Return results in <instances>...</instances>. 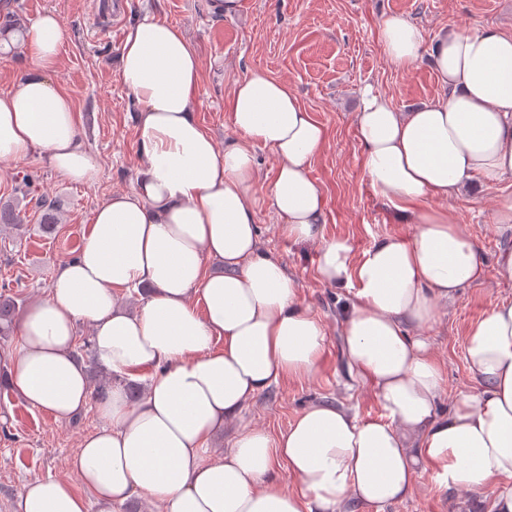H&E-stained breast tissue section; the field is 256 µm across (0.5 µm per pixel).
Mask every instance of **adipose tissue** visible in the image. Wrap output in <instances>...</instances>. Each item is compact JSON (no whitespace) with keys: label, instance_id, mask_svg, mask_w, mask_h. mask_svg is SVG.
<instances>
[{"label":"adipose tissue","instance_id":"obj_1","mask_svg":"<svg viewBox=\"0 0 512 512\" xmlns=\"http://www.w3.org/2000/svg\"><path fill=\"white\" fill-rule=\"evenodd\" d=\"M379 35L394 68L421 60L424 34L410 19L386 16ZM64 39L53 12L27 30L28 65L0 95V160L37 150L67 180L91 184L98 168L72 102L49 80ZM431 58L445 96L402 112L372 89L361 95L362 172L416 231L358 252L323 233L326 198L310 165L326 131L287 83L260 71L237 80L224 103L237 137L220 146L196 118L201 62L185 35L156 17L129 32L119 77L138 104L136 187L95 209L47 297L22 312L6 383L31 408L77 416L91 397L74 358L84 324L96 360L145 390L133 403L116 384L99 403L103 423L71 462L81 489L34 479L14 512H112L134 498L164 512H343L409 498L421 462L444 489L496 488L494 512H512V300L470 325L473 386L444 413L443 369L423 335L438 307L487 274L512 283V202L495 213L505 243L490 269L453 210L428 204L512 176V35L451 26ZM258 145L276 160L263 201L280 234L317 242L319 279L349 294L343 355L383 419L318 401L275 435L236 425L284 378L316 379L327 341L298 277L262 247ZM122 290L144 291L136 311ZM282 464L295 486L274 480Z\"/></svg>","mask_w":512,"mask_h":512}]
</instances>
